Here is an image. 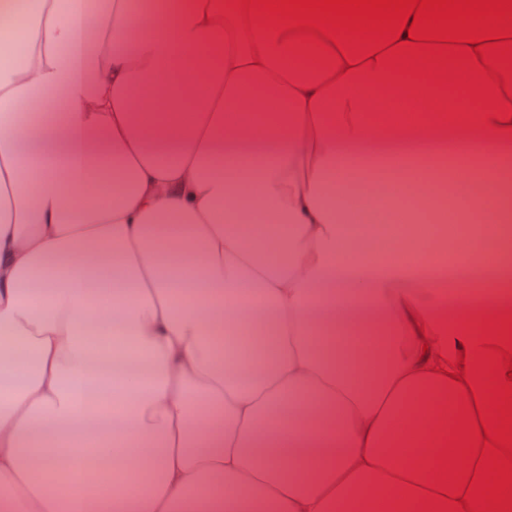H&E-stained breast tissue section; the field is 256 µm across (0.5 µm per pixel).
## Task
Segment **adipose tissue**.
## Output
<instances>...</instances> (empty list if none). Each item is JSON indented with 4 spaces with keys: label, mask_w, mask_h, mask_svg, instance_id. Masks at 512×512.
<instances>
[{
    "label": "adipose tissue",
    "mask_w": 512,
    "mask_h": 512,
    "mask_svg": "<svg viewBox=\"0 0 512 512\" xmlns=\"http://www.w3.org/2000/svg\"><path fill=\"white\" fill-rule=\"evenodd\" d=\"M387 67L251 26L222 0H0V512H421L491 288L442 301L419 261L363 254L344 184L431 186L449 140L482 180L455 261L482 266L512 130ZM377 320L350 352L334 335ZM271 326L228 356V321ZM105 394L83 397L88 379Z\"/></svg>",
    "instance_id": "obj_1"
}]
</instances>
